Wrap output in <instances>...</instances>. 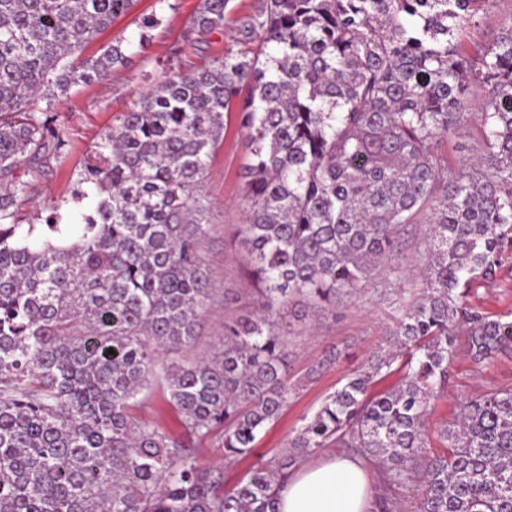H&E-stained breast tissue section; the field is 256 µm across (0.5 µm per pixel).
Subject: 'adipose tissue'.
Listing matches in <instances>:
<instances>
[{
    "mask_svg": "<svg viewBox=\"0 0 512 512\" xmlns=\"http://www.w3.org/2000/svg\"><path fill=\"white\" fill-rule=\"evenodd\" d=\"M369 472L355 456L329 453L291 473L278 494L279 512H371Z\"/></svg>",
    "mask_w": 512,
    "mask_h": 512,
    "instance_id": "adipose-tissue-1",
    "label": "adipose tissue"
}]
</instances>
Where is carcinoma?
<instances>
[{"mask_svg":"<svg viewBox=\"0 0 512 512\" xmlns=\"http://www.w3.org/2000/svg\"><path fill=\"white\" fill-rule=\"evenodd\" d=\"M135 2L0 0V512H278L292 468L327 447L382 466L378 512L417 478L418 512H512V388L466 401L448 451L428 452L426 434L459 347L478 366L512 351V319L467 301L512 252V29L474 59L465 43L490 0H256L235 20L238 51L203 66L172 52L95 142L75 236L54 210L58 242L36 239L16 205L67 142L48 113L148 48L155 12L83 55ZM231 2L199 0L183 41L223 30ZM231 111L255 306L213 351L174 359L214 297L204 186ZM472 119L482 150L453 167L445 146ZM426 211L423 288L387 352L222 491L295 391L284 313L355 294ZM394 370L398 389L369 394ZM156 390L182 435L134 415ZM215 434L223 463L205 467L189 443Z\"/></svg>","mask_w":512,"mask_h":512,"instance_id":"cac0c4a2","label":"carcinoma"}]
</instances>
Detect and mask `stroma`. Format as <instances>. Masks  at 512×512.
Instances as JSON below:
<instances>
[{
	"instance_id": "stroma-1",
	"label": "stroma",
	"mask_w": 512,
	"mask_h": 512,
	"mask_svg": "<svg viewBox=\"0 0 512 512\" xmlns=\"http://www.w3.org/2000/svg\"><path fill=\"white\" fill-rule=\"evenodd\" d=\"M170 8L158 9L155 0H137L130 14L119 17L88 46L96 52L112 40L129 35L135 17L162 11V24L154 30L145 54L133 57L127 66L115 70L107 81L76 88L54 109L69 129V138L46 175L34 178L26 198L18 203L22 219L43 223L51 209L69 215L72 196L83 161L99 136L115 118L127 111L147 85L160 74L170 52L183 48V57L198 64L237 50L232 25L211 35L202 49L184 48L183 32L198 8L199 0H171ZM246 146L238 129L236 113L224 117V140L208 170L206 190L214 203L212 229L205 242V254L213 271L217 292L205 314L196 349L203 352L217 344L224 322L248 313L253 307L254 283L238 228L244 220L240 206V171L246 160ZM421 286L419 279L398 282L388 270L380 273L345 300L336 312L317 307L302 308L294 320L288 341L292 350L288 379L296 396L281 416L259 435L255 447L224 473L225 489H232L259 462L278 455L288 439L311 417L325 397L340 387L353 370L368 365L379 353L383 340L396 326L398 306L411 303ZM471 304L503 315L512 312V255L502 261L495 283L473 289ZM512 387V355L499 356L492 365L477 366L465 351H458L448 369V385L435 400L427 417L431 452L443 450L442 430L456 420L464 400L501 388Z\"/></svg>"
}]
</instances>
